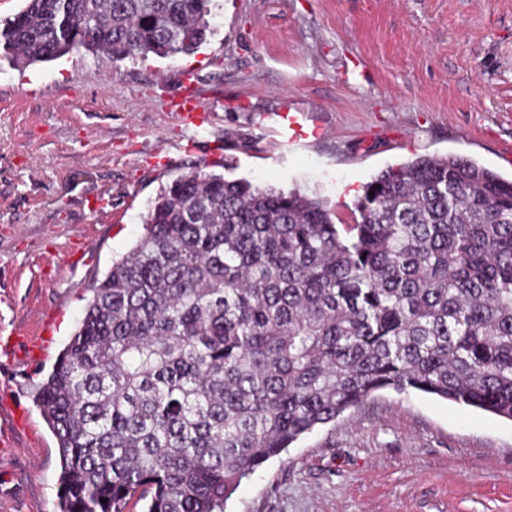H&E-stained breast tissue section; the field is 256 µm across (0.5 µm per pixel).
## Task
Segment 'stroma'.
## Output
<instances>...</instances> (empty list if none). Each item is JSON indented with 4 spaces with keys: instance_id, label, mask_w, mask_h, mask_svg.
I'll use <instances>...</instances> for the list:
<instances>
[{
    "instance_id": "stroma-1",
    "label": "stroma",
    "mask_w": 512,
    "mask_h": 512,
    "mask_svg": "<svg viewBox=\"0 0 512 512\" xmlns=\"http://www.w3.org/2000/svg\"><path fill=\"white\" fill-rule=\"evenodd\" d=\"M189 53L0 59V336L40 337L0 384L17 414L0 512H60L58 444L35 395L90 290L196 170L299 189L336 224L387 167L457 155L512 179V0H213ZM220 101L184 146L178 104ZM304 133L280 144L279 112ZM225 512H512V422L387 391L244 480Z\"/></svg>"
}]
</instances>
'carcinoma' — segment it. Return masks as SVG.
Here are the masks:
<instances>
[{
    "label": "carcinoma",
    "instance_id": "1",
    "mask_svg": "<svg viewBox=\"0 0 512 512\" xmlns=\"http://www.w3.org/2000/svg\"><path fill=\"white\" fill-rule=\"evenodd\" d=\"M211 3L26 0L0 47L22 68L188 53ZM355 211L341 231L317 196L198 171L160 190L37 391L61 512H224L242 480L384 391L512 421V182L422 157Z\"/></svg>",
    "mask_w": 512,
    "mask_h": 512
}]
</instances>
